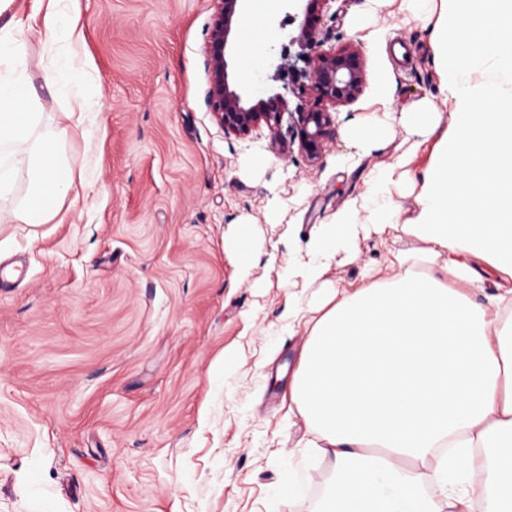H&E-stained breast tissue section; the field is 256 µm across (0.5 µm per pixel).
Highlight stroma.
I'll return each instance as SVG.
<instances>
[{
    "instance_id": "1",
    "label": "stroma",
    "mask_w": 512,
    "mask_h": 512,
    "mask_svg": "<svg viewBox=\"0 0 512 512\" xmlns=\"http://www.w3.org/2000/svg\"><path fill=\"white\" fill-rule=\"evenodd\" d=\"M401 2L324 6L327 47L358 49L365 81L315 160L291 132L228 137L216 123L211 0H80L82 44L20 35L43 124L63 122L81 98L93 108L62 146L75 182L55 218L0 224V262L18 268L16 286L0 288V512H313L334 462L289 411L286 378L306 336L289 335L283 313L309 308L323 285L292 289L288 264L365 194L372 170L410 148L403 115L423 101L440 123L393 192L414 219L452 121L432 34L452 21L453 0L418 16ZM303 8L280 0L265 17L251 75L233 56L246 98L303 104L278 72L298 52ZM378 127L389 136L362 150L355 129ZM245 222L256 259L244 277L224 239ZM391 275L371 238L326 278Z\"/></svg>"
}]
</instances>
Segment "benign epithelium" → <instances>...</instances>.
<instances>
[{
	"instance_id": "7a95c632",
	"label": "benign epithelium",
	"mask_w": 512,
	"mask_h": 512,
	"mask_svg": "<svg viewBox=\"0 0 512 512\" xmlns=\"http://www.w3.org/2000/svg\"><path fill=\"white\" fill-rule=\"evenodd\" d=\"M213 2L214 19L205 48L209 110L226 135H245L263 123L277 136L283 120L280 96L274 94L248 102L238 92L229 70L226 49L234 40L242 0ZM326 2L307 0L304 17L291 40V44L300 48L298 57L307 64V69H288L299 90L309 88L313 92L308 108L293 117L300 149L311 160L318 158L331 133V109L353 101L364 81L363 61L357 51L322 49L325 39L320 32V5Z\"/></svg>"
}]
</instances>
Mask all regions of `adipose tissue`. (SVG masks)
<instances>
[{"label":"adipose tissue","instance_id":"1","mask_svg":"<svg viewBox=\"0 0 512 512\" xmlns=\"http://www.w3.org/2000/svg\"><path fill=\"white\" fill-rule=\"evenodd\" d=\"M454 24L437 35L454 123L424 176L415 220L396 204L358 219L350 200L312 235L288 278L321 280L339 253L386 231L426 243L429 273L408 268L395 244L382 283L328 288L317 305L288 393L335 462L314 512H512V0H459ZM79 40V15L63 0H34L24 19L0 25V193L19 164L31 189L0 223L53 219L74 182L60 153L62 126H42L35 87L15 62L21 31ZM499 80L464 82L472 60ZM485 263L501 274L494 294L474 301ZM435 461L436 492L419 467Z\"/></svg>","mask_w":512,"mask_h":512}]
</instances>
